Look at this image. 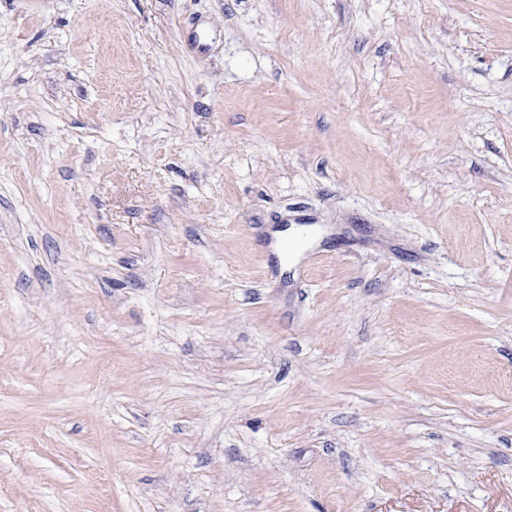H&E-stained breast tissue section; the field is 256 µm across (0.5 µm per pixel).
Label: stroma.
Listing matches in <instances>:
<instances>
[{"instance_id":"35a3bbf8","label":"stroma","mask_w":512,"mask_h":512,"mask_svg":"<svg viewBox=\"0 0 512 512\" xmlns=\"http://www.w3.org/2000/svg\"><path fill=\"white\" fill-rule=\"evenodd\" d=\"M0 512H512V0H0Z\"/></svg>"}]
</instances>
